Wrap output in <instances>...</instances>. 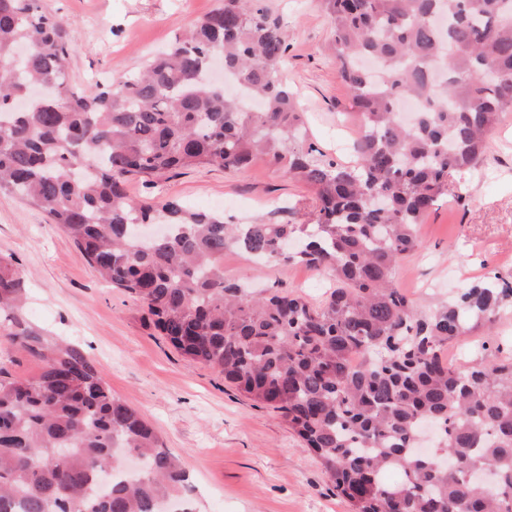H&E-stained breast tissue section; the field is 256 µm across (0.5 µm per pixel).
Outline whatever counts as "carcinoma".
<instances>
[{"label":"carcinoma","instance_id":"cac0c4a2","mask_svg":"<svg viewBox=\"0 0 512 512\" xmlns=\"http://www.w3.org/2000/svg\"><path fill=\"white\" fill-rule=\"evenodd\" d=\"M338 76L360 120L356 162L310 139L283 83L288 44L265 0L217 5L137 71L94 94L67 78L63 22L37 0H0V192L42 208L99 277L190 363L280 413L350 512H512V357L443 353L494 321L512 283L485 278L430 316L393 280L456 177L479 166L512 111V0H320ZM213 52L259 105L206 77ZM416 101L408 124L399 105ZM310 187V224H226L174 199L135 203L127 183L256 159ZM163 224L146 241L132 224ZM329 273L312 301L247 292L224 250ZM23 281L0 256V335L37 360L0 367V512H159L189 483L85 352L26 320ZM361 352L358 367L349 355ZM438 433L414 457L419 427ZM491 466L478 487L470 471Z\"/></svg>","mask_w":512,"mask_h":512}]
</instances>
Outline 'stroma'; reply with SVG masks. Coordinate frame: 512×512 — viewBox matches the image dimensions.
<instances>
[{
	"instance_id": "obj_1",
	"label": "stroma",
	"mask_w": 512,
	"mask_h": 512,
	"mask_svg": "<svg viewBox=\"0 0 512 512\" xmlns=\"http://www.w3.org/2000/svg\"><path fill=\"white\" fill-rule=\"evenodd\" d=\"M286 33L282 80L297 94L309 134L325 152L358 132L346 86L336 75L331 26L318 0H266ZM68 22L70 83L94 93L99 82L139 68L217 0H39ZM138 200L175 197L187 207L223 211L228 224H306L312 192L263 160L238 171L181 170L150 186L129 185ZM419 248L395 282L427 313L471 281H512V112L489 138L480 166L465 172L418 225ZM0 255L26 288L29 320L79 344L113 395L135 409L164 447L181 456L193 512H349L320 460L272 408L257 404L223 374L189 363L142 318L138 302L101 281L66 234L39 207L0 193ZM227 277L248 278L311 300L332 287L328 274L292 262L258 265L236 247L224 252ZM512 354V304L492 328L449 348L448 359L481 354L483 342Z\"/></svg>"
}]
</instances>
